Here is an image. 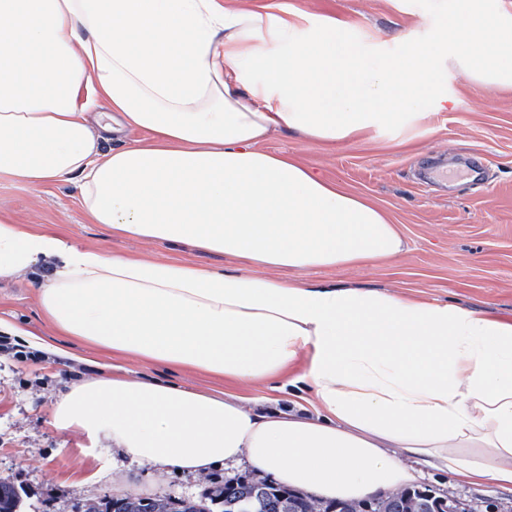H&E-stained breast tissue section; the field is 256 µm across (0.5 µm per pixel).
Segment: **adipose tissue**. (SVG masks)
Instances as JSON below:
<instances>
[{"mask_svg": "<svg viewBox=\"0 0 512 512\" xmlns=\"http://www.w3.org/2000/svg\"><path fill=\"white\" fill-rule=\"evenodd\" d=\"M450 66L512 89V0H459L447 52L412 45L386 69L335 21L302 40L300 15L269 0H0V173L73 183L112 235L253 267L110 255L0 213V277L52 264L44 317L149 361L266 382L306 359L287 407L115 374L64 393L49 426L161 469L244 462L328 500L411 488L426 468L512 492V322L265 273L390 260L404 242L374 204L262 143L286 131L333 148L415 124L424 101L448 103ZM131 130L149 137L104 147Z\"/></svg>", "mask_w": 512, "mask_h": 512, "instance_id": "obj_1", "label": "adipose tissue"}]
</instances>
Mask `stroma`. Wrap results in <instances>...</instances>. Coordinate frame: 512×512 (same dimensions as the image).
Wrapping results in <instances>:
<instances>
[{
	"label": "stroma",
	"mask_w": 512,
	"mask_h": 512,
	"mask_svg": "<svg viewBox=\"0 0 512 512\" xmlns=\"http://www.w3.org/2000/svg\"><path fill=\"white\" fill-rule=\"evenodd\" d=\"M282 2L303 14L304 36L328 18L347 27L358 56L368 64L392 62L409 42L447 47L448 0ZM444 90L454 106L424 105V118L410 129L371 133L333 151L285 132L263 143V150L286 154L386 211L404 240V251L393 260L310 270L299 278L416 295L512 322V91L474 84L454 68L447 71ZM0 211L82 247L155 259L184 256L220 272L242 267L236 258L185 243L113 237L87 220L67 183L39 190L1 176ZM36 279L32 271L0 278V320L63 351L55 359L42 356L14 336L10 349L0 348V479L23 490L25 512H76L77 506L112 495L197 496L246 472L243 464L203 474L160 471L130 459L110 439L94 447L80 433L53 431L48 419L58 396L92 379L101 363L121 367L134 381L158 380L202 393L253 398L261 391L244 381L148 363L64 335L43 319ZM421 483L494 506L512 504V493L491 483L460 486L448 474L429 469Z\"/></svg>",
	"instance_id": "obj_1"
}]
</instances>
